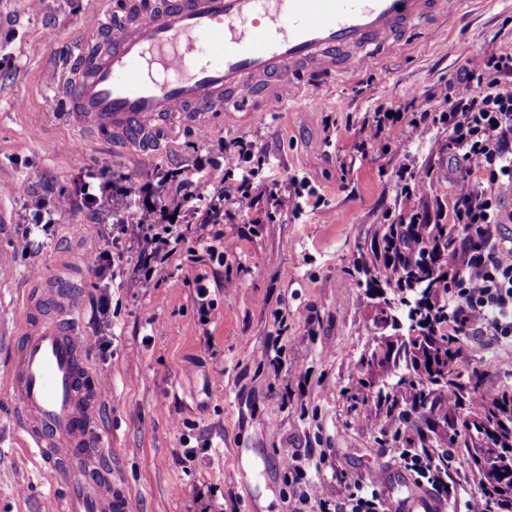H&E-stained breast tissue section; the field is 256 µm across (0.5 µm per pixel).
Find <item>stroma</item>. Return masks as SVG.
I'll list each match as a JSON object with an SVG mask.
<instances>
[{
  "mask_svg": "<svg viewBox=\"0 0 512 512\" xmlns=\"http://www.w3.org/2000/svg\"><path fill=\"white\" fill-rule=\"evenodd\" d=\"M450 2L431 33L322 84L321 107L299 97L232 118L216 107L162 134L153 155L86 137V163L115 180L154 165L205 166L241 141L255 146L239 169L250 206L232 204L235 184L224 188L223 264L181 252L145 289L131 283L137 256L127 254L99 320L91 261L103 217L63 215L30 246L20 231L45 186L73 193L83 181L71 158L75 133L53 111L47 75L95 25L91 0H0V197L9 215L0 226V512H54L51 480L26 451L1 383L27 293L52 281L70 286L82 329L106 345L87 352L100 387L97 419L135 512H289L283 457L304 448L333 449L308 473L329 493L344 492L355 474L384 478L404 498L415 491L396 462L399 441L383 434L398 414L371 393L405 372L396 353L408 336L375 268L403 209L400 167L423 176L419 210L435 224L457 190V162L442 125L394 132L386 153L360 148V128L378 109L440 110L469 60L512 53V0ZM294 180L309 193L291 196ZM201 275L217 303L206 320L196 302ZM459 345L461 367L483 372L486 402L512 396V340L463 336ZM453 479L457 498L438 501L439 512H456L478 492L483 463L474 449H458Z\"/></svg>",
  "mask_w": 512,
  "mask_h": 512,
  "instance_id": "1",
  "label": "stroma"
}]
</instances>
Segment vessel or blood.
Segmentation results:
<instances>
[{
    "mask_svg": "<svg viewBox=\"0 0 512 512\" xmlns=\"http://www.w3.org/2000/svg\"><path fill=\"white\" fill-rule=\"evenodd\" d=\"M102 38L80 40L57 97L78 135L147 149L160 131L281 107L301 86L370 67L443 15L446 0H97ZM27 301L5 382L25 446L47 468L57 512H133L95 423L100 392L70 304Z\"/></svg>",
    "mask_w": 512,
    "mask_h": 512,
    "instance_id": "1",
    "label": "vessel or blood"
}]
</instances>
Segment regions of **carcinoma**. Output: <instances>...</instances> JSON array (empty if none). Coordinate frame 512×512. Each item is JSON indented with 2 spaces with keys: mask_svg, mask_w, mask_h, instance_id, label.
<instances>
[{
  "mask_svg": "<svg viewBox=\"0 0 512 512\" xmlns=\"http://www.w3.org/2000/svg\"><path fill=\"white\" fill-rule=\"evenodd\" d=\"M455 228L451 224H436L430 231V237L436 245H449L453 239ZM386 284L400 294V303L408 308L407 318L411 321L408 341L404 342L409 357L411 372L402 375L389 389H379L377 403H383L387 409H400V412H411L414 399L411 396L414 383L420 382L426 388L445 389L454 392L457 406L453 408L454 416L445 421L448 434L457 435L458 424L468 426L466 406L473 394L478 392L480 376L473 371L468 375L448 366V354L454 351V338L447 334L446 327L424 329L414 320V316L422 310H429L438 293L433 287V272L423 266L410 273L400 269L393 279H386ZM506 399L495 403L488 411L485 423L478 427L476 434H468L463 439L464 447L472 445L490 465L485 467L488 488L486 494L494 499L500 495L512 496V408L502 410Z\"/></svg>",
  "mask_w": 512,
  "mask_h": 512,
  "instance_id": "carcinoma-1",
  "label": "carcinoma"
}]
</instances>
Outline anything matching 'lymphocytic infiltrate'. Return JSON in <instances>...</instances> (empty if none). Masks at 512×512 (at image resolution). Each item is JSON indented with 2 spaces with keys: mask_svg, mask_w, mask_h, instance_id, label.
<instances>
[{
  "mask_svg": "<svg viewBox=\"0 0 512 512\" xmlns=\"http://www.w3.org/2000/svg\"><path fill=\"white\" fill-rule=\"evenodd\" d=\"M505 75H512L511 53L475 58L464 71V90H449L444 111L421 109L419 122L447 127L448 148L468 181L448 205V221L458 233L450 248L423 247L419 227L426 219L413 210L418 190L404 186L402 192L406 208L412 211L413 228L392 239L381 267L388 274L414 262L433 264L444 290L435 309L449 319L457 336L512 337V245H504L495 236L496 226L505 221L502 194L512 188V87L502 84ZM251 150V145L244 143L236 151L223 152L224 171L218 178L198 167L183 170L174 192L161 203L142 202L124 216L117 213V197L146 191L155 170L146 169L118 185L107 180L104 171L87 168L81 191L53 194L51 206L32 213L22 235L27 238L35 232L48 231L65 213L86 210L117 219L122 237L102 230L101 247L92 260L100 284L96 310L107 314L109 288L126 251L138 255L130 277L144 288L154 287V273L184 249L203 250L211 261L223 263L224 232L219 228L221 210L216 202L224 197L225 181L233 179L241 159ZM197 204L202 207L198 223H183L185 208ZM329 454L326 448H308L285 455L284 464L294 487L291 512H401L383 480L368 483L353 478L346 492L334 497L322 485L308 480L306 462L327 460ZM453 454L450 447L418 446L409 440L397 462L414 476L417 484L437 495L451 497L456 493L450 472Z\"/></svg>",
  "mask_w": 512,
  "mask_h": 512,
  "instance_id": "lymphocytic-infiltrate-1",
  "label": "lymphocytic infiltrate"
}]
</instances>
